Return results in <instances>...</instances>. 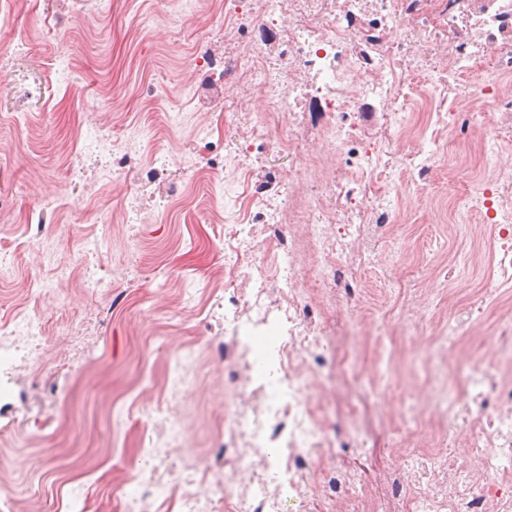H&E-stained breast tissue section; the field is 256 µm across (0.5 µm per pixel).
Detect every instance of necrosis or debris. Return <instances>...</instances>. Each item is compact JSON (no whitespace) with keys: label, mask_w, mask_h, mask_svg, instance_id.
I'll list each match as a JSON object with an SVG mask.
<instances>
[{"label":"necrosis or debris","mask_w":512,"mask_h":512,"mask_svg":"<svg viewBox=\"0 0 512 512\" xmlns=\"http://www.w3.org/2000/svg\"><path fill=\"white\" fill-rule=\"evenodd\" d=\"M208 13L190 61L197 121L164 114L192 152L179 170L151 138L110 135L102 112L83 114L100 136L72 157L75 193L103 179L126 192L99 216L80 267L48 248L44 213L58 193L42 181L24 252L54 273L27 288L37 313L20 306L0 320V403L23 408L22 380L51 381L83 360L89 321H71L53 353L43 312L63 304L79 268L87 295L111 297L124 274L93 270L112 226L125 225L137 265L136 227L165 206L161 185L206 170L245 186L211 298L236 319L235 392L208 459L186 474L178 415L152 406L147 460L122 512H162L170 487L180 512H283L291 500L301 512H512V0H212ZM275 152L289 169L267 164ZM429 191L451 226L447 272L419 289L404 227ZM374 226L388 234L391 273L366 333L356 312ZM273 329L275 394L250 361ZM405 336L458 378L453 395L424 387L394 414L351 359L374 349L372 377L388 376ZM311 468L330 470L334 496L304 482Z\"/></svg>","instance_id":"1"}]
</instances>
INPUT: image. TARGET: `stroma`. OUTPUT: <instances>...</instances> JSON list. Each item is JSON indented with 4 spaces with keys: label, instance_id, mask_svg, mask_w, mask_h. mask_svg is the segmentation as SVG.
Wrapping results in <instances>:
<instances>
[{
    "label": "stroma",
    "instance_id": "1",
    "mask_svg": "<svg viewBox=\"0 0 512 512\" xmlns=\"http://www.w3.org/2000/svg\"><path fill=\"white\" fill-rule=\"evenodd\" d=\"M59 8V0H29L27 12L17 15L14 26L0 29V84L42 90L38 97L0 102V190L13 192L17 199L14 231L0 233V249L10 251L17 263L22 260L26 212L37 201L28 170L35 167L68 181L80 113L97 111L120 94L123 109L116 115L115 130L131 134L145 110L141 86L153 78L165 86L164 107L184 112L187 122L195 120L183 84L195 38L193 24L167 41L149 24L157 16L155 0H112L106 10L85 11L61 36L46 34L42 23L54 19ZM63 55L72 61L67 81L57 66ZM17 112L25 115L23 125L13 121ZM180 192L193 201L191 221H184L179 201L157 215L148 227L143 262L130 274L132 287L94 302L85 298L80 280H73L69 305L46 316L52 323L86 313L102 315L91 338L96 373L69 379L67 396L38 412L27 429L16 430L12 416L0 412V430L14 435L13 459L0 476L15 487L29 512H45L52 499L85 487L100 491L95 512H115L116 499L134 495V484L114 487L113 470L138 463L142 455L143 412L152 400L147 387L166 375L172 359L167 337L186 344L183 362L196 378L194 386L176 392L183 405L182 452L195 462L210 443L212 421L222 413L214 400L230 397L232 378L210 371L203 353L208 338L201 332L203 318L194 300L210 277L223 270L231 245L221 227L209 220V178ZM93 209L92 202L76 204L67 195L57 202L51 223L72 225L74 231L59 242L58 261L76 263L82 240L97 230ZM418 217L405 236L413 261L443 250L446 235L436 211L422 204ZM159 283L165 285L169 301V311L162 315L152 305ZM426 376L421 353H405L395 363L391 381L380 387V402L400 411L410 402L414 384ZM116 393L125 394V403L113 405Z\"/></svg>",
    "mask_w": 512,
    "mask_h": 512
}]
</instances>
